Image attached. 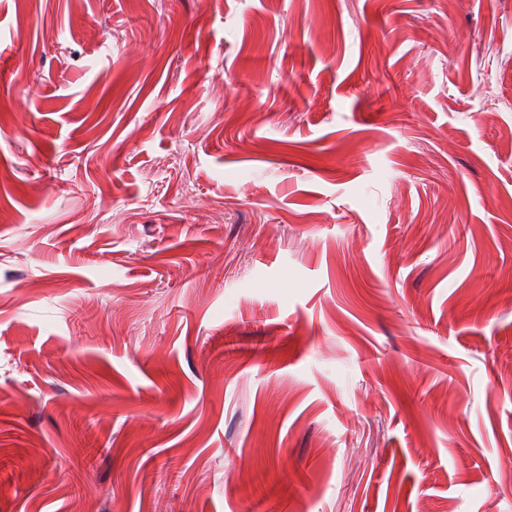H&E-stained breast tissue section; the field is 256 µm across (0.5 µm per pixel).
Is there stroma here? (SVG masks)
<instances>
[{"label":"stroma","mask_w":512,"mask_h":512,"mask_svg":"<svg viewBox=\"0 0 512 512\" xmlns=\"http://www.w3.org/2000/svg\"><path fill=\"white\" fill-rule=\"evenodd\" d=\"M512 0H0V512H512Z\"/></svg>","instance_id":"stroma-1"}]
</instances>
